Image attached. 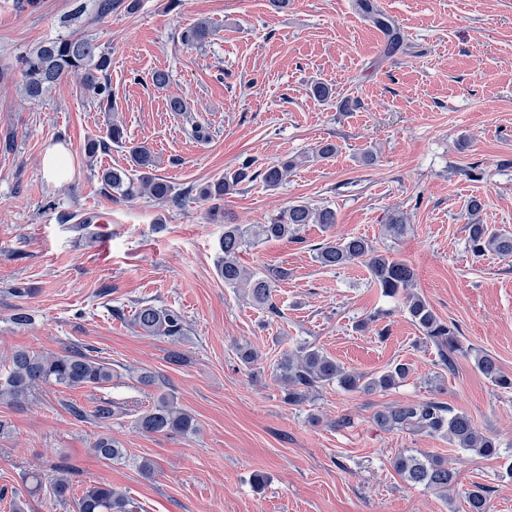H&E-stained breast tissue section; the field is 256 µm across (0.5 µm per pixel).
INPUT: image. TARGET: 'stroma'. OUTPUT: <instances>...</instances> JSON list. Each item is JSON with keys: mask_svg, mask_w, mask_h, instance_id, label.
<instances>
[{"mask_svg": "<svg viewBox=\"0 0 512 512\" xmlns=\"http://www.w3.org/2000/svg\"><path fill=\"white\" fill-rule=\"evenodd\" d=\"M402 42L366 18L356 0H141L136 13L99 16V0H40L19 10L0 0V363L17 348L62 352L89 346L111 363L102 388L45 386L20 408L0 405L12 424L0 437V489L22 488L31 469L45 491L25 512H73L49 491L54 464L80 470L81 486L105 483L143 512H467L466 496L487 491L489 512H512V391L485 379L458 357L440 370L435 347L371 285L365 265L325 268L316 249L326 238L362 236L410 262L416 287L465 346L494 355L512 373V258L473 255L466 205L485 203L481 223L512 229V0H373ZM206 19L208 42L184 47L179 33ZM78 34L112 53V109L87 99L75 80L27 102L18 59L43 40ZM168 72L166 87L152 82ZM332 89L329 100L311 93ZM186 103L167 108L169 98ZM123 126L151 148L154 173L175 190L200 188L251 159L254 169L299 159L276 190L245 182L224 198L234 224H263L289 203L335 209L330 228L306 225L300 241L260 242L243 252L249 270L281 267L288 276L273 293L277 314L225 287L216 271L223 224L209 205L150 199L116 202L100 190L97 171L124 168V147L109 145L96 166L83 154L87 137ZM206 138H198L196 128ZM338 152L313 159L324 142ZM61 146L68 168L61 183L42 171L46 150ZM372 153L375 161L365 164ZM103 215L79 228L78 218ZM405 220L393 237L390 214ZM149 302L181 312L187 362L168 363V339L130 325ZM24 313L29 324L19 325ZM309 342L349 370L374 373L394 361L411 367L399 387L350 393L320 388L302 405L281 399L273 368L282 352ZM258 360L244 366L238 344ZM161 375L179 404L197 419L190 437L138 432L133 421L153 391L132 375ZM438 396L470 414L495 437L498 456L479 458L448 440L384 431L374 414L395 403ZM111 400L118 415L102 423L92 411ZM83 406L76 420L69 404ZM351 415L352 427L336 428ZM109 432L125 448L119 463L98 459L94 438ZM413 450L455 468L447 495L411 487L391 459ZM154 461L153 477L137 463ZM266 477L255 487L253 474Z\"/></svg>", "mask_w": 512, "mask_h": 512, "instance_id": "1", "label": "stroma"}]
</instances>
